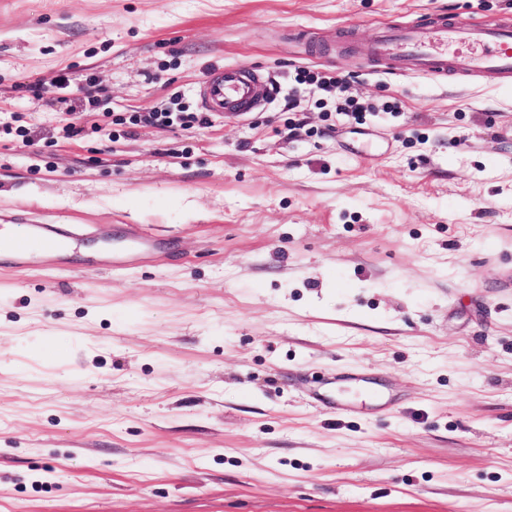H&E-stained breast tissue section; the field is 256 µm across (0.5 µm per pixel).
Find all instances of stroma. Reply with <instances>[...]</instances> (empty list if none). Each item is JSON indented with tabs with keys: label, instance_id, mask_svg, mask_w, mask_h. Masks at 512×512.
Segmentation results:
<instances>
[{
	"label": "stroma",
	"instance_id": "35a3bbf8",
	"mask_svg": "<svg viewBox=\"0 0 512 512\" xmlns=\"http://www.w3.org/2000/svg\"><path fill=\"white\" fill-rule=\"evenodd\" d=\"M432 13L512 0H0V224L164 240L0 263V512H512V90L370 56ZM266 83L258 71L243 66L212 69L200 92L205 112H251L265 101ZM296 85H314L320 90L330 94L336 100V93H343L345 79L339 75L328 72L314 71L307 68L298 69L294 76ZM143 120L147 123L159 124L165 127L180 124V126H192L194 123L205 124L206 119L199 118L197 113L186 112H149Z\"/></svg>",
	"mask_w": 512,
	"mask_h": 512
}]
</instances>
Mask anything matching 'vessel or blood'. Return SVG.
Segmentation results:
<instances>
[{
  "label": "vessel or blood",
  "mask_w": 512,
  "mask_h": 512,
  "mask_svg": "<svg viewBox=\"0 0 512 512\" xmlns=\"http://www.w3.org/2000/svg\"><path fill=\"white\" fill-rule=\"evenodd\" d=\"M371 54L398 76L442 78L458 71L483 73L500 85H512V23L449 21L443 18L393 23L372 44ZM266 83L258 71L243 66L210 71L200 92L207 112H250L265 100ZM75 239L52 224H32L15 231L0 224V251L22 267L37 259H56L76 248Z\"/></svg>",
  "instance_id": "vessel-or-blood-1"
}]
</instances>
